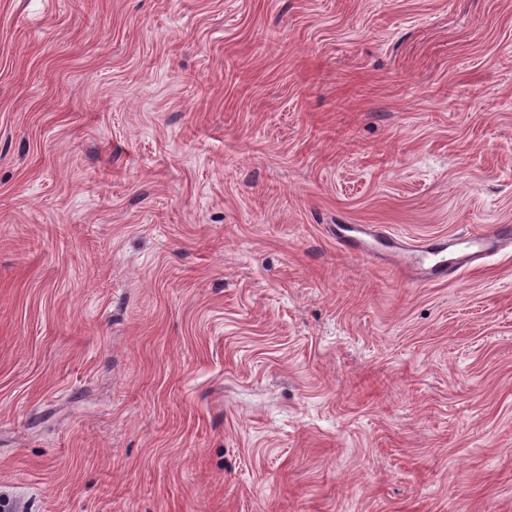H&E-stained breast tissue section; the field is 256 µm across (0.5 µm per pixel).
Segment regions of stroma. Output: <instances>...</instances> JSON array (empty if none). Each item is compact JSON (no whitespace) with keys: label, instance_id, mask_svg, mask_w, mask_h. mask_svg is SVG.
Returning <instances> with one entry per match:
<instances>
[{"label":"stroma","instance_id":"1","mask_svg":"<svg viewBox=\"0 0 512 512\" xmlns=\"http://www.w3.org/2000/svg\"><path fill=\"white\" fill-rule=\"evenodd\" d=\"M512 0H0V505L512 512ZM512 240V225L498 224L481 228L462 238L440 237L436 240L424 241L405 249L392 246V250L381 253L367 242L357 237H346L336 233L337 244L344 247L351 255L374 264L377 260H386L387 265L394 266L399 276L405 281H448L475 269L473 264L483 253L497 250L504 242ZM455 248V256L446 257L448 250ZM375 252L379 253L376 254ZM384 256V257H383ZM428 260V261H427Z\"/></svg>","mask_w":512,"mask_h":512}]
</instances>
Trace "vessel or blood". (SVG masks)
Listing matches in <instances>:
<instances>
[{
	"label": "vessel or blood",
	"instance_id": "b4317fda",
	"mask_svg": "<svg viewBox=\"0 0 512 512\" xmlns=\"http://www.w3.org/2000/svg\"><path fill=\"white\" fill-rule=\"evenodd\" d=\"M512 240V225L498 224L479 229L462 238L441 237L428 240L411 249L396 247L385 253L388 265L394 266L406 281H444L473 271L474 263L481 254L497 250ZM337 244L351 255L376 262L374 247L356 237L337 236Z\"/></svg>",
	"mask_w": 512,
	"mask_h": 512
}]
</instances>
